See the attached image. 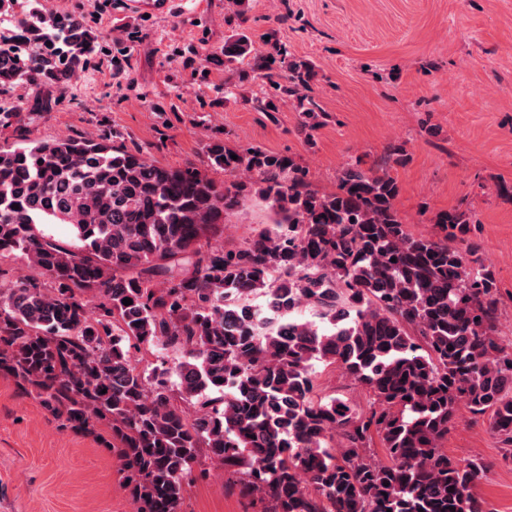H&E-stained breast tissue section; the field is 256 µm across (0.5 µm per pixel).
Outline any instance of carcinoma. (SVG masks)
I'll use <instances>...</instances> for the list:
<instances>
[{
	"instance_id": "obj_1",
	"label": "carcinoma",
	"mask_w": 512,
	"mask_h": 512,
	"mask_svg": "<svg viewBox=\"0 0 512 512\" xmlns=\"http://www.w3.org/2000/svg\"><path fill=\"white\" fill-rule=\"evenodd\" d=\"M38 2L0 0L1 96L91 65L87 20ZM232 3L224 102L259 80L243 103L271 114L288 99L318 127L314 66L285 43L256 51L245 0ZM119 139L0 144V260L45 278L0 277V370L72 427L107 428L136 512H180L207 463L239 476L263 512H485L473 494L485 463L442 448L462 400L491 415L512 461V352L469 215L442 213L440 235L415 236L382 168L349 164L320 192L292 157L257 146L213 138L202 166L168 168ZM252 196L274 226L212 248ZM258 292L264 310L245 303ZM304 305L319 322L296 316ZM154 343L180 354L172 371L138 368L131 349ZM316 362L366 387L370 407L316 397Z\"/></svg>"
}]
</instances>
